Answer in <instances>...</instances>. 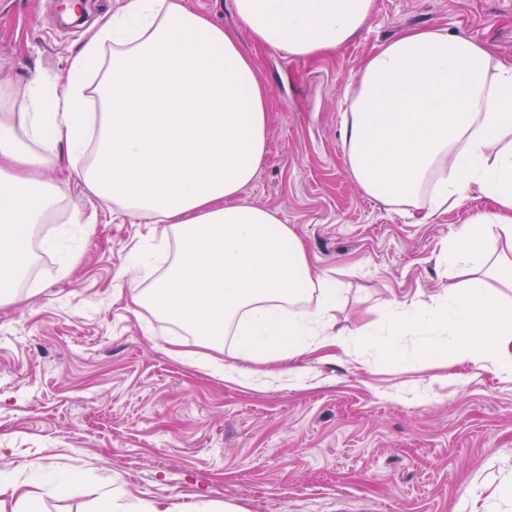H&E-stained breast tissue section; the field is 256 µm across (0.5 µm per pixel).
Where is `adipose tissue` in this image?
I'll list each match as a JSON object with an SVG mask.
<instances>
[{"label": "adipose tissue", "instance_id": "ef3b65f1", "mask_svg": "<svg viewBox=\"0 0 512 512\" xmlns=\"http://www.w3.org/2000/svg\"><path fill=\"white\" fill-rule=\"evenodd\" d=\"M258 44L296 58L344 45L374 0H232ZM267 86L236 35L183 0H125L73 54L50 98L36 87L0 91V305L26 279L29 232L59 209L56 188L32 173L66 162L94 195L143 224L158 244L127 258L147 286L135 306L178 325L173 355L193 348L271 362L334 346L326 323L340 290L313 274L296 233L244 194L267 156ZM347 171L395 207L446 213L472 188L494 204L448 242L442 299L389 308L397 336L459 337V364L512 377V62L485 44L414 28L383 43L359 72L342 120ZM495 226L497 235L484 233ZM84 489L81 477L33 472L0 479L12 512H31L46 488Z\"/></svg>", "mask_w": 512, "mask_h": 512}]
</instances>
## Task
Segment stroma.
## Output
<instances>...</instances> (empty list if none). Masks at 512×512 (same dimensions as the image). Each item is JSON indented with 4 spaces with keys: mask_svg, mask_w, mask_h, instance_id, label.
I'll list each match as a JSON object with an SVG mask.
<instances>
[{
    "mask_svg": "<svg viewBox=\"0 0 512 512\" xmlns=\"http://www.w3.org/2000/svg\"><path fill=\"white\" fill-rule=\"evenodd\" d=\"M123 0H87L64 26L58 0H0V86L61 82L92 25ZM440 27L512 60V0H376L336 52L291 58L240 37L268 88V154L245 198L302 240L315 272L339 281L318 354L268 363L293 372L257 386L169 352L176 326L134 310L130 250L151 239L67 171L46 172L80 224H41L27 296L0 306V474H79L78 496L45 491L38 512H104L117 496L243 512H512V379L456 362L454 336H403L388 303L431 301L449 283L448 240L491 209L471 191L422 221L370 198L345 166L341 105L366 57L411 28Z\"/></svg>",
    "mask_w": 512,
    "mask_h": 512,
    "instance_id": "obj_1",
    "label": "stroma"
}]
</instances>
